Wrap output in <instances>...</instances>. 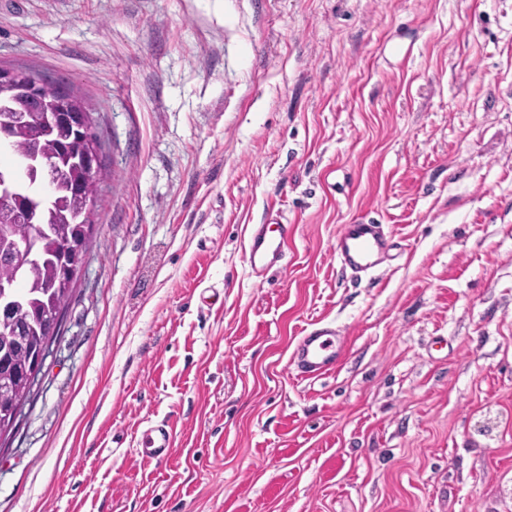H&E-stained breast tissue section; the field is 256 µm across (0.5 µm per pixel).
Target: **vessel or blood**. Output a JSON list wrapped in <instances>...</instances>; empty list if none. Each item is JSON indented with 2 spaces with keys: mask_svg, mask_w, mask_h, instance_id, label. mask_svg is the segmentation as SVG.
Returning a JSON list of instances; mask_svg holds the SVG:
<instances>
[{
  "mask_svg": "<svg viewBox=\"0 0 512 512\" xmlns=\"http://www.w3.org/2000/svg\"><path fill=\"white\" fill-rule=\"evenodd\" d=\"M293 225L279 215H269L263 223L252 225L246 259L254 275H262L279 264L284 247L294 235ZM393 248V236L384 225L360 221L342 225L336 235V257L342 267L352 273L374 272ZM346 350V340L336 328L325 325L301 336L291 366L304 380H316L335 371ZM173 429L165 422L150 426L142 435L138 454L142 460H161L169 456L173 446Z\"/></svg>",
  "mask_w": 512,
  "mask_h": 512,
  "instance_id": "1",
  "label": "vessel or blood"
}]
</instances>
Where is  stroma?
<instances>
[{
    "instance_id": "obj_1",
    "label": "stroma",
    "mask_w": 512,
    "mask_h": 512,
    "mask_svg": "<svg viewBox=\"0 0 512 512\" xmlns=\"http://www.w3.org/2000/svg\"><path fill=\"white\" fill-rule=\"evenodd\" d=\"M0 67L81 98L106 172L0 512H512V0H0ZM360 219L397 247L357 279ZM294 233V225L282 221L278 214L271 213L262 224L252 225L246 251L251 272L259 277L268 268L279 264L284 247ZM392 249L393 236L384 224H344L336 234V258L354 274L374 272ZM346 350L345 337L336 328L315 327L301 336L291 366L304 380H316L336 370ZM173 435V429L168 423L161 422L150 426L143 432L138 455L145 461L165 459L171 452Z\"/></svg>"
}]
</instances>
